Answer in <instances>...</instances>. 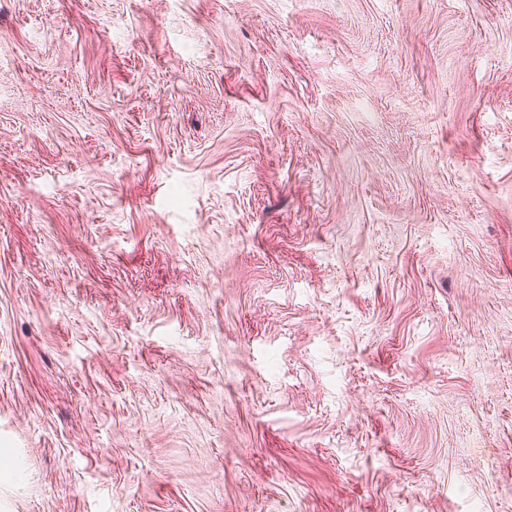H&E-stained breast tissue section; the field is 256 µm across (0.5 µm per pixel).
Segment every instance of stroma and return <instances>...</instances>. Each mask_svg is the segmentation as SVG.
Instances as JSON below:
<instances>
[{"label":"stroma","mask_w":512,"mask_h":512,"mask_svg":"<svg viewBox=\"0 0 512 512\" xmlns=\"http://www.w3.org/2000/svg\"><path fill=\"white\" fill-rule=\"evenodd\" d=\"M0 512H512V0H0Z\"/></svg>","instance_id":"35a3bbf8"}]
</instances>
